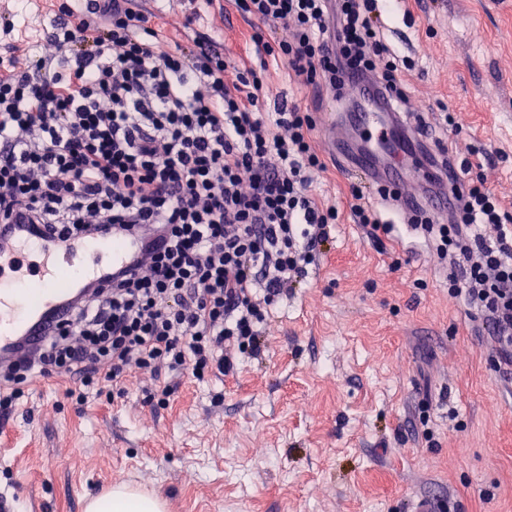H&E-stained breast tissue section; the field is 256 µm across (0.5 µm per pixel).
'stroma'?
<instances>
[{"mask_svg": "<svg viewBox=\"0 0 512 512\" xmlns=\"http://www.w3.org/2000/svg\"><path fill=\"white\" fill-rule=\"evenodd\" d=\"M62 0H0V58L44 51ZM166 34L252 58L232 0L192 16L155 0ZM385 37L413 59L410 107L455 160L484 148L487 186L512 212V0H404ZM269 99L323 112L326 94L270 64ZM461 131L447 134L445 113ZM311 190L339 219L308 275L273 307L261 355L203 380L131 369L84 402L40 377L8 414L0 492L12 512H85L129 483L165 512H512V376L473 310L448 293L449 261L405 225L374 240L351 211L353 178L328 158Z\"/></svg>", "mask_w": 512, "mask_h": 512, "instance_id": "1", "label": "stroma"}]
</instances>
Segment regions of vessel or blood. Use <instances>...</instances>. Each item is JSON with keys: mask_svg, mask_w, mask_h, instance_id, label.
Here are the masks:
<instances>
[{"mask_svg": "<svg viewBox=\"0 0 512 512\" xmlns=\"http://www.w3.org/2000/svg\"><path fill=\"white\" fill-rule=\"evenodd\" d=\"M361 130L357 137L341 135L338 113L323 115L327 147L344 156L353 172L367 177L376 189L406 212L422 204L412 192L403 164L383 152L392 125L388 96L358 113ZM152 232L104 235L100 239H56L38 241L18 224L0 225V360L36 349L43 337L67 316L63 300L77 289L100 285L113 272L126 269L146 255L145 242Z\"/></svg>", "mask_w": 512, "mask_h": 512, "instance_id": "vessel-or-blood-1", "label": "vessel or blood"}]
</instances>
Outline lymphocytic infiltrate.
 Masks as SVG:
<instances>
[{
    "instance_id": "f902f5d3",
    "label": "lymphocytic infiltrate",
    "mask_w": 512,
    "mask_h": 512,
    "mask_svg": "<svg viewBox=\"0 0 512 512\" xmlns=\"http://www.w3.org/2000/svg\"><path fill=\"white\" fill-rule=\"evenodd\" d=\"M267 34L238 67L208 37L161 38L133 0H75L56 18L55 51L0 63V223L68 237L156 225L160 246L72 309L32 355L0 368V409L28 377L64 373L80 394L120 385L129 368L202 380L260 355L271 306L315 264L338 213L310 191L326 163L316 120L267 105L268 58L300 87L343 98L347 74L370 78L394 106L409 96L382 16L397 0H235ZM457 218H410L453 261L464 296L512 374V213L460 164ZM496 234L488 237L483 226Z\"/></svg>"
}]
</instances>
